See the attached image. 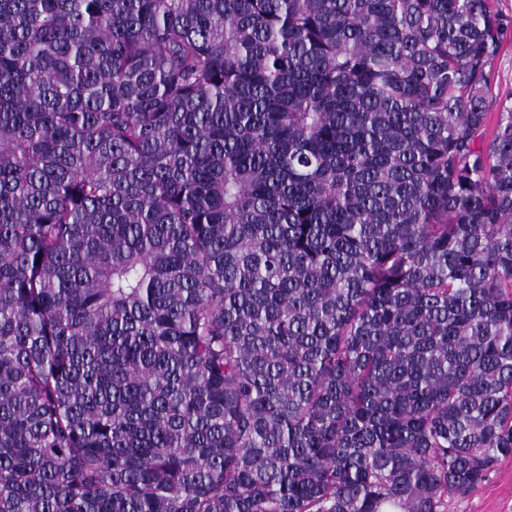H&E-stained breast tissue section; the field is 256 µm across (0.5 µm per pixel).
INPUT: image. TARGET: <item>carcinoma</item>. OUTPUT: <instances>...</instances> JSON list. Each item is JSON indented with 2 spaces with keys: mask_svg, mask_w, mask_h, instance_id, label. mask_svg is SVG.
Wrapping results in <instances>:
<instances>
[{
  "mask_svg": "<svg viewBox=\"0 0 512 512\" xmlns=\"http://www.w3.org/2000/svg\"><path fill=\"white\" fill-rule=\"evenodd\" d=\"M494 0H0V512H445L512 455Z\"/></svg>",
  "mask_w": 512,
  "mask_h": 512,
  "instance_id": "obj_1",
  "label": "carcinoma"
}]
</instances>
